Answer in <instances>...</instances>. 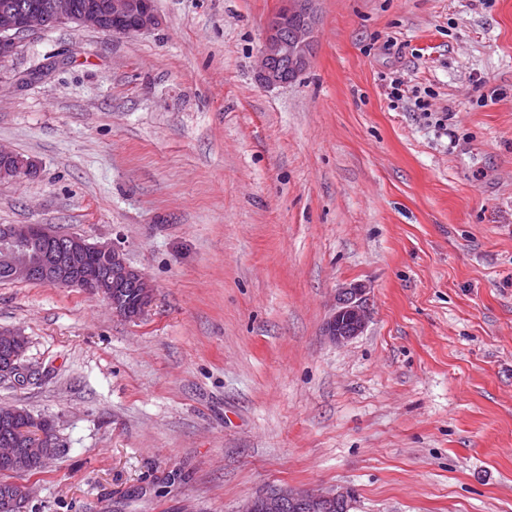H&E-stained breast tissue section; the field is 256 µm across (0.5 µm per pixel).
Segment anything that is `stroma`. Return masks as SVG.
<instances>
[{
    "label": "stroma",
    "instance_id": "35a3bbf8",
    "mask_svg": "<svg viewBox=\"0 0 512 512\" xmlns=\"http://www.w3.org/2000/svg\"><path fill=\"white\" fill-rule=\"evenodd\" d=\"M280 5L155 0V29L49 26L0 61V147L39 166L0 179V225L116 244L156 292L128 321L0 283L35 372L0 405L63 440L13 475L25 512H236L273 486L512 512V0H316L310 67L267 87ZM352 284L369 320L337 345ZM365 293L360 284L338 292L334 312L325 324V334L333 342H348L364 330L369 318Z\"/></svg>",
    "mask_w": 512,
    "mask_h": 512
}]
</instances>
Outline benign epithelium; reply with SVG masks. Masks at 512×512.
<instances>
[{"mask_svg": "<svg viewBox=\"0 0 512 512\" xmlns=\"http://www.w3.org/2000/svg\"><path fill=\"white\" fill-rule=\"evenodd\" d=\"M94 29L114 36H129L159 25L154 0H5L0 4V59L10 57L21 39L48 26ZM318 26L313 0H282L269 18L260 50L258 78L267 87L284 85L309 68ZM38 165L0 148V178L38 174ZM0 269L8 279L79 287L100 294L112 312L126 320L140 319L152 305L155 288L133 267L114 243H90L76 235H61L43 224L0 225ZM138 297L135 308L126 302V289ZM366 288H342L325 334L345 343L365 328L369 313ZM0 346L12 350L18 364L0 373L17 381L31 376L21 362L27 338L16 330H0ZM63 446L47 420H32L19 428L14 440L0 442V459L13 462L21 448H41L40 466ZM346 489L313 490L273 486L248 499L237 512H327L333 504L351 508Z\"/></svg>", "mask_w": 512, "mask_h": 512, "instance_id": "1", "label": "benign epithelium"}]
</instances>
